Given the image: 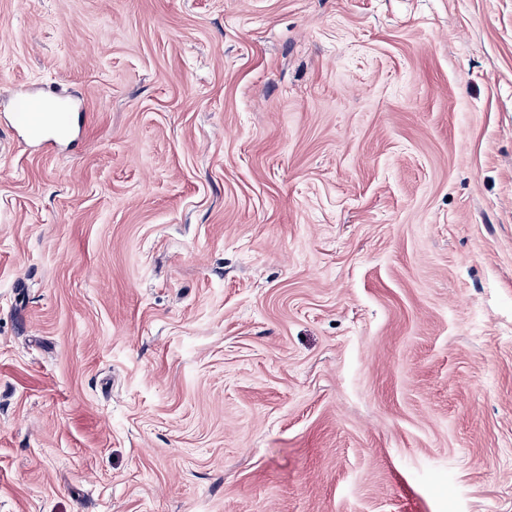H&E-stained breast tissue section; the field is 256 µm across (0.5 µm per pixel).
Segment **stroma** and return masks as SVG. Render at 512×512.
I'll return each instance as SVG.
<instances>
[{"label":"stroma","mask_w":512,"mask_h":512,"mask_svg":"<svg viewBox=\"0 0 512 512\" xmlns=\"http://www.w3.org/2000/svg\"><path fill=\"white\" fill-rule=\"evenodd\" d=\"M0 512H512V0H0ZM41 101L21 94L14 98L13 120L17 127L36 142L42 141L46 132L56 126L58 116L54 112H38Z\"/></svg>","instance_id":"35a3bbf8"}]
</instances>
